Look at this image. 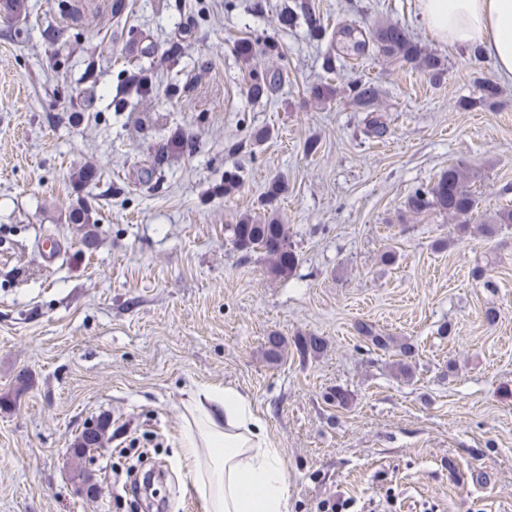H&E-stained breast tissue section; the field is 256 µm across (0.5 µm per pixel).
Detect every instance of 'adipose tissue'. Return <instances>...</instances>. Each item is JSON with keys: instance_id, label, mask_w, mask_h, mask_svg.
I'll return each instance as SVG.
<instances>
[{"instance_id": "1", "label": "adipose tissue", "mask_w": 512, "mask_h": 512, "mask_svg": "<svg viewBox=\"0 0 512 512\" xmlns=\"http://www.w3.org/2000/svg\"><path fill=\"white\" fill-rule=\"evenodd\" d=\"M437 41L475 47L512 79V0H420ZM178 454L205 512H290L286 466L251 400L201 389L183 406Z\"/></svg>"}]
</instances>
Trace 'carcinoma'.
I'll list each match as a JSON object with an SVG mask.
<instances>
[{"label": "carcinoma", "mask_w": 512, "mask_h": 512, "mask_svg": "<svg viewBox=\"0 0 512 512\" xmlns=\"http://www.w3.org/2000/svg\"><path fill=\"white\" fill-rule=\"evenodd\" d=\"M309 19L311 31L320 38L325 34V27L317 19L312 18L310 8L305 0H298L288 8L282 21L291 25L299 16ZM336 42L342 52L351 57H360L372 49L377 54L395 58L413 67L426 71L434 79H441L444 69L440 59L427 53L412 41L406 30L398 24H365L361 27L343 24L336 29ZM250 90L259 98L269 96L278 87L279 77L256 67L250 69ZM348 97L363 111L367 112L364 134L371 138H382L387 134L386 124L373 115L377 106L378 90L369 80H355L347 85ZM475 174L464 163H450L448 170L442 172L434 182L416 188L406 201V208L415 215H424L439 211L459 221L460 228H468L472 223L477 200L470 190V183ZM225 232L232 243L239 249L256 252L263 256L266 272L274 278L290 276L296 269L298 257L288 245V231L285 225L270 222L259 224L249 216L242 217L236 224L224 226ZM359 335L378 350L390 347L392 338L377 332L372 325L359 322L356 325ZM286 344L280 336H269L264 343L265 358L271 363L280 362L285 355ZM414 352L409 344L399 348V359L396 362L397 374L406 380L414 376ZM110 426V418L100 417L92 434L80 432L74 446L73 457L81 464H90L93 458L84 453L86 448H100Z\"/></svg>", "instance_id": "cac0c4a2"}]
</instances>
